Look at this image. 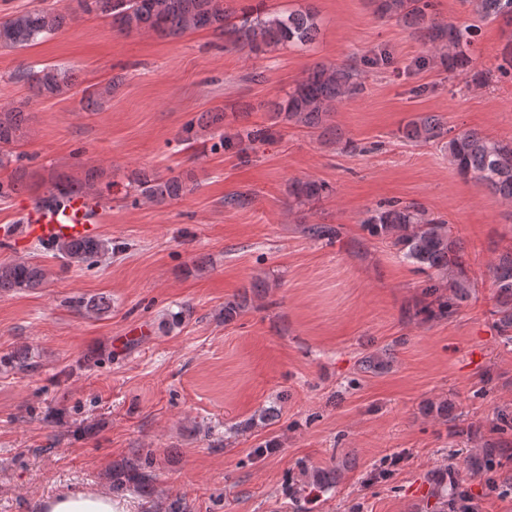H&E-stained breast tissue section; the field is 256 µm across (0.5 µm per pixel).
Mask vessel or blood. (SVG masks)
<instances>
[{
	"instance_id": "obj_1",
	"label": "vessel or blood",
	"mask_w": 512,
	"mask_h": 512,
	"mask_svg": "<svg viewBox=\"0 0 512 512\" xmlns=\"http://www.w3.org/2000/svg\"><path fill=\"white\" fill-rule=\"evenodd\" d=\"M101 212L87 193L69 195L65 209L30 205L19 224L0 226V247L16 250L31 243L58 245L99 236Z\"/></svg>"
}]
</instances>
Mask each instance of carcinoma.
<instances>
[{"mask_svg": "<svg viewBox=\"0 0 512 512\" xmlns=\"http://www.w3.org/2000/svg\"><path fill=\"white\" fill-rule=\"evenodd\" d=\"M472 14L480 21H498L510 28L497 67L498 78L512 82V0H466ZM381 18L403 21L433 54L446 65L448 72L463 74L469 67L477 25H455L438 20L433 14L432 0H374ZM76 11L111 19L120 32H148L162 38L179 39L188 33L211 30L224 35L225 42L258 55L272 48L288 46L302 49L313 43L319 30L317 14L304 11L276 12L250 9L238 12L224 5V0H76ZM69 16L44 7L34 6L0 21V49L27 47L61 31ZM370 60L352 63H320L310 69L285 93L272 103L273 118L294 127L307 129L318 137L353 151H368L353 141L343 139L331 123L335 105L360 95L365 85L362 68ZM14 78L29 85L35 97L53 98L68 93L73 76L66 68L47 65L38 71L21 70ZM26 118L20 108L0 107V169L11 168L0 178V198H10L28 190L29 172L24 166L11 167L12 146L23 137ZM221 114L209 112L188 123L180 141L189 144L196 128L211 130L216 150H233L245 162L250 159L253 144L267 138L254 128H244L234 136L221 130ZM398 137L412 146L435 145L448 151V158L458 173L477 181L500 196L512 201V141L494 139L476 130L454 131L442 116L434 113L417 115L397 130ZM45 186L43 199L54 206L83 191L104 199L112 195L114 182L102 169L90 167L80 179L52 172L41 179ZM195 187L190 172L164 175L157 171H134L128 176L125 194L153 203L181 199ZM332 194V189L317 180L295 181L288 187L290 206H311ZM248 191L224 196V207L245 209L252 205ZM362 227L372 237L388 240L402 260L426 274L416 302V314L426 321L446 320L460 302L469 298L473 284L468 274L463 247L451 232L448 220L430 214L417 202L388 201L367 211ZM308 236L316 241L333 242L341 235L339 227L312 224ZM69 266L99 262L112 254L111 242L99 237L64 243L51 249ZM495 306L492 310L498 334L506 344L512 343V244L490 267ZM47 270L27 260L0 263V291H23L39 288L47 279ZM245 295H236L224 303V321L229 322L247 306ZM76 306L88 317H96L109 308L103 299H79ZM0 365L18 366L23 371L36 367L27 352H14L0 358ZM512 427V415L501 411L493 430L499 441L485 444L480 452L464 459L466 469L474 476L493 473L501 465L500 444ZM310 482L300 489L306 496L323 494L336 487V470L303 467ZM156 474L150 453L138 454L112 467V492L120 493L133 486L143 497L153 499ZM434 505L430 512H471L474 508L468 489L448 479H438L430 491Z\"/></svg>", "mask_w": 512, "mask_h": 512, "instance_id": "cac0c4a2", "label": "carcinoma"}]
</instances>
